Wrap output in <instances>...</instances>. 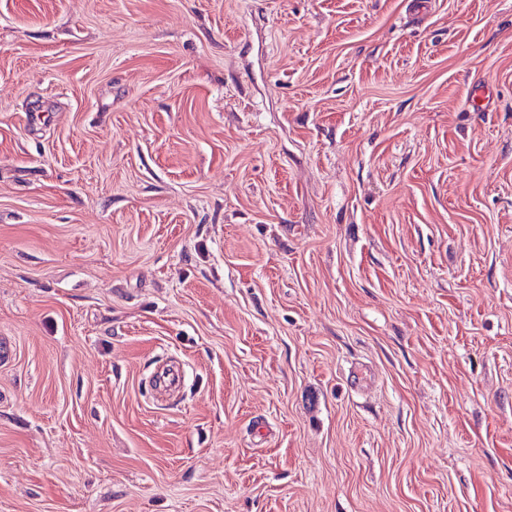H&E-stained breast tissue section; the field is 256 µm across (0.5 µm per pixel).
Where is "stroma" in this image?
<instances>
[{"instance_id":"1","label":"stroma","mask_w":512,"mask_h":512,"mask_svg":"<svg viewBox=\"0 0 512 512\" xmlns=\"http://www.w3.org/2000/svg\"><path fill=\"white\" fill-rule=\"evenodd\" d=\"M0 340V512H512V0H0Z\"/></svg>"}]
</instances>
